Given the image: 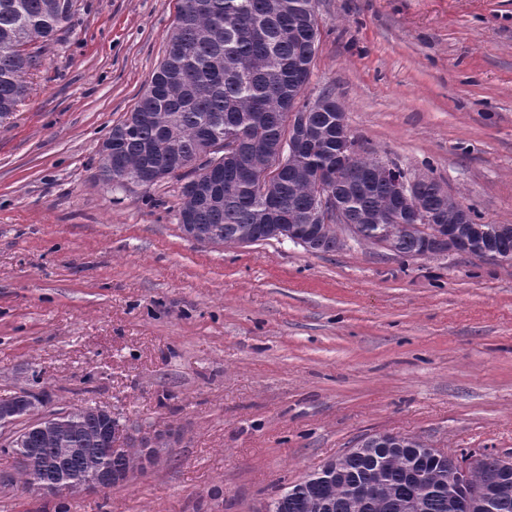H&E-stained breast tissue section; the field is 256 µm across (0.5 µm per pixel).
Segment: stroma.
<instances>
[{"label": "stroma", "instance_id": "stroma-1", "mask_svg": "<svg viewBox=\"0 0 512 512\" xmlns=\"http://www.w3.org/2000/svg\"><path fill=\"white\" fill-rule=\"evenodd\" d=\"M176 0H76L0 123V400L96 403L165 459L70 512H257L366 435L512 457V261L346 237L210 246L181 183L111 187L98 149L165 54ZM307 101L359 153L512 224V0H318Z\"/></svg>", "mask_w": 512, "mask_h": 512}]
</instances>
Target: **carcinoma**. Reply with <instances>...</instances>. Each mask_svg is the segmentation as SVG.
I'll return each mask as SVG.
<instances>
[{
    "label": "carcinoma",
    "instance_id": "cac0c4a2",
    "mask_svg": "<svg viewBox=\"0 0 512 512\" xmlns=\"http://www.w3.org/2000/svg\"><path fill=\"white\" fill-rule=\"evenodd\" d=\"M75 0H0V118L18 110L27 95L26 78L42 45L67 27ZM320 40L316 0H178L176 20L166 37L163 60L146 92L112 128L100 147V176L120 186L127 180L151 187L168 177L184 180L177 220L181 231L194 224V240L210 245L248 244L289 238L295 222L301 246L311 253L344 246L338 226L360 240L402 257L440 254L438 229L424 220L391 224L394 180L407 173L392 165L391 177L359 188L350 180L339 192L344 221L303 224L314 208L318 182L336 177V104L325 90L309 112L311 138L300 151L281 149L288 140V114L304 112L300 102ZM238 139L244 153L224 158ZM277 166L280 179L264 172ZM417 205L428 215L448 207L436 179L419 183ZM506 224H450L448 235L460 253L494 249L512 259ZM32 392L13 397V422L24 427L8 437L3 451L14 456L35 448L34 474L45 481L78 476L92 468L112 471V486L140 455L134 444L112 447L119 420L105 406L88 404L69 412L41 415ZM421 441L403 437L385 443L376 436L340 455L339 470L320 467L301 481L278 489L271 512H449L457 490L448 480L447 454L437 458ZM474 482L497 469L498 458L471 453ZM25 479L31 472L20 470ZM373 477L381 499L361 504L352 490Z\"/></svg>",
    "mask_w": 512,
    "mask_h": 512
}]
</instances>
